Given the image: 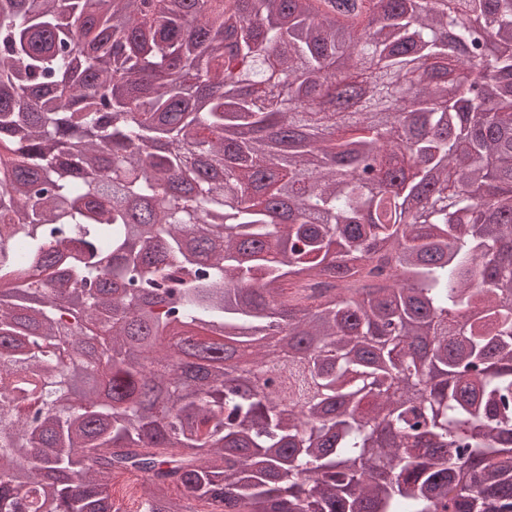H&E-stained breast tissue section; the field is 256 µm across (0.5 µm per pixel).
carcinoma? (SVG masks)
I'll list each match as a JSON object with an SVG mask.
<instances>
[{
	"instance_id": "1",
	"label": "carcinoma",
	"mask_w": 512,
	"mask_h": 512,
	"mask_svg": "<svg viewBox=\"0 0 512 512\" xmlns=\"http://www.w3.org/2000/svg\"><path fill=\"white\" fill-rule=\"evenodd\" d=\"M127 472L512 512V0H0V512Z\"/></svg>"
}]
</instances>
